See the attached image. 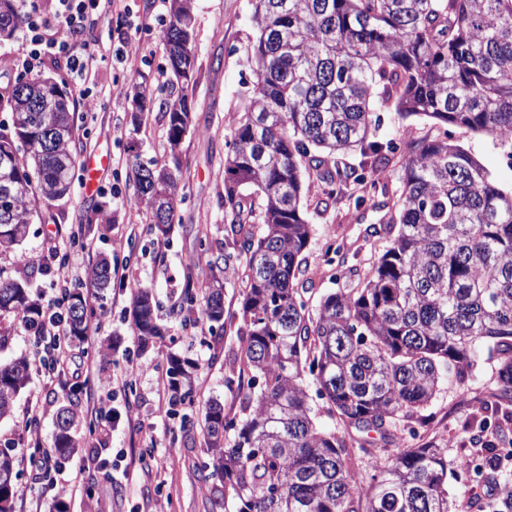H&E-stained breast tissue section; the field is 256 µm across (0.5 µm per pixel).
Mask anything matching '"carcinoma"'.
Masks as SVG:
<instances>
[{"mask_svg": "<svg viewBox=\"0 0 512 512\" xmlns=\"http://www.w3.org/2000/svg\"><path fill=\"white\" fill-rule=\"evenodd\" d=\"M192 0H170L160 34L169 82L158 91L133 85L137 108L159 102L170 159L133 155L139 199L154 230L166 236L181 173L180 145L192 124L189 84L195 70ZM251 101L237 113L224 159V266L210 264L207 292L185 289L176 315L198 318L211 336L224 327V276L243 270L239 414L206 403L203 468L215 479L214 505L233 512H448V453L435 443L391 447L388 427L427 409L448 376L463 381L493 362L496 410L512 406V191L506 192L448 136L407 144L399 194L375 204L390 213L389 244L354 288L325 295L315 314L296 283L311 225L301 205L303 172L313 171L326 198L346 196L382 159L372 139L378 112L424 116L446 125L512 132V0H254ZM14 0H0V41L20 28ZM9 132H0V252L21 244L34 205L69 191L76 165L74 101L42 75L17 81L8 98ZM359 151V168L343 162ZM103 258L91 285L104 289ZM66 341L81 344L92 314L79 288L64 295ZM43 307L23 277L0 278V318L11 315L40 333ZM143 343L164 335L152 291L132 297ZM26 356L0 360V419L12 416L27 386ZM193 362L172 354L168 375L176 407L192 396ZM347 427L383 441L367 448L319 427L310 390ZM77 403L56 413L49 453L63 464L77 453ZM482 446L483 468L497 493L465 512H512V484L500 476L501 449ZM376 457L366 487L351 466ZM20 458L0 448V512H12Z\"/></svg>", "mask_w": 512, "mask_h": 512, "instance_id": "cac0c4a2", "label": "carcinoma"}]
</instances>
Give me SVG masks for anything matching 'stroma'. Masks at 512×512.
<instances>
[{"label": "stroma", "instance_id": "stroma-1", "mask_svg": "<svg viewBox=\"0 0 512 512\" xmlns=\"http://www.w3.org/2000/svg\"><path fill=\"white\" fill-rule=\"evenodd\" d=\"M195 18V83L189 94L195 106L193 126L181 145V176L177 186L180 204L167 239H157L143 211L132 179L130 144H138L143 161L169 157L166 120L158 108L135 115L128 99L133 83L154 87L167 80L166 61L155 31L164 20L169 0H113L108 11L94 14L85 38L101 50L112 46L117 20L131 29L125 46L126 61L100 65L87 88L75 86L65 65H48L44 73L62 80L75 103L74 141L78 159L106 157L107 163L94 192H87L82 169H75L69 193L51 207L37 206L29 233L22 244L0 253V271L30 281L33 297L50 300L53 273L45 272L47 249L57 245L61 256L78 266H94L110 259L124 270L126 284H112L92 303L91 331L82 347L86 361L107 357L122 366L134 355L144 368L132 376L130 386L108 401L106 427L87 438L67 464L52 473L51 484L33 480L22 467L13 489V512H56L65 501L69 512H212V481L204 470V441L199 421L209 398L224 402V411L239 410L236 390L225 380L231 374L230 358L241 345L240 277L226 275L224 328L218 347H211L209 331L185 330L173 307L180 304L185 286L203 293L207 265L224 256V158L237 112L250 103L252 71L247 50L254 38L252 0H192ZM447 135L489 170L503 189L512 188V142L461 126L442 128L423 119L398 120L381 112L374 133L382 143L385 160L368 171V182L355 186L353 198L317 209L322 187L314 176L304 179L303 203L308 207L311 235L304 252L302 280L307 311H315L321 298L336 290L346 268L367 271L377 259L382 242L374 235L381 214L375 201L383 190H395L396 175L409 140ZM363 204H355V197ZM79 237H71L72 229ZM94 245L92 254L81 252L83 243ZM197 265L193 282L183 274L187 262ZM153 290L160 304L165 335L142 344L135 333L129 309L135 288ZM190 358L196 365L194 400L185 405L188 422L170 414L169 402L160 400L156 382L167 375L169 354ZM72 380L62 372L46 380L32 371L18 397L11 418L0 420V448L28 437L27 410L41 402L46 412L38 425V445L52 447L54 413L70 399ZM494 382L489 365L479 366L473 377L460 382L449 378L432 404L413 424L397 423L395 437L403 445L436 443L448 451V508L461 512L473 497L490 495L492 486L470 439L474 434L491 438L502 415L486 411L484 403ZM100 456L106 470L88 468L89 454ZM470 458L469 468L457 465Z\"/></svg>", "mask_w": 512, "mask_h": 512}]
</instances>
